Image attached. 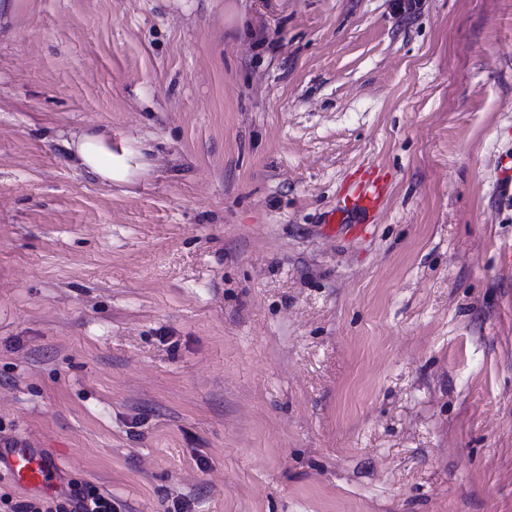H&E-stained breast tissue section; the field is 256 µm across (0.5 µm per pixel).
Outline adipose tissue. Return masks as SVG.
<instances>
[{
  "label": "adipose tissue",
  "mask_w": 512,
  "mask_h": 512,
  "mask_svg": "<svg viewBox=\"0 0 512 512\" xmlns=\"http://www.w3.org/2000/svg\"><path fill=\"white\" fill-rule=\"evenodd\" d=\"M68 161L94 178L104 182L125 177L130 169L129 158L112 156V137L102 132L82 134L67 143Z\"/></svg>",
  "instance_id": "1"
}]
</instances>
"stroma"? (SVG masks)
Here are the masks:
<instances>
[{
    "instance_id": "stroma-1",
    "label": "stroma",
    "mask_w": 512,
    "mask_h": 512,
    "mask_svg": "<svg viewBox=\"0 0 512 512\" xmlns=\"http://www.w3.org/2000/svg\"><path fill=\"white\" fill-rule=\"evenodd\" d=\"M511 155L512 0H0V436L115 512H512ZM68 161L94 178L112 184L122 179L131 168L132 154L112 160V135L102 132L84 133L72 142H64ZM388 183L381 177H370L360 182L345 199V206L361 217H371L385 204Z\"/></svg>"
}]
</instances>
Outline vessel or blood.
<instances>
[{"mask_svg": "<svg viewBox=\"0 0 512 512\" xmlns=\"http://www.w3.org/2000/svg\"><path fill=\"white\" fill-rule=\"evenodd\" d=\"M388 197V183L381 177H370L360 182L345 199L348 210L369 217L377 213ZM0 468L10 478L27 489L51 491L56 487L60 464L38 449L18 441L0 440Z\"/></svg>", "mask_w": 512, "mask_h": 512, "instance_id": "b4317fda", "label": "vessel or blood"}]
</instances>
